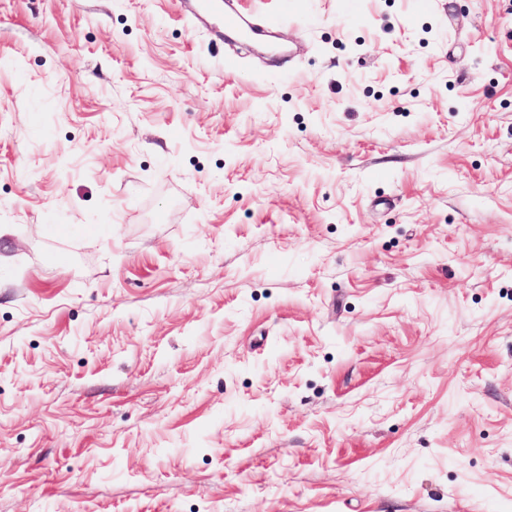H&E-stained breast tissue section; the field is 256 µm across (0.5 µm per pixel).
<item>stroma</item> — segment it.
<instances>
[{
	"label": "stroma",
	"instance_id": "obj_1",
	"mask_svg": "<svg viewBox=\"0 0 512 512\" xmlns=\"http://www.w3.org/2000/svg\"><path fill=\"white\" fill-rule=\"evenodd\" d=\"M242 5L0 0V512H512V0ZM181 0L182 8L190 4V13L197 19L210 18L232 36L246 38L251 34H267L275 36V29L281 25L279 14H257L243 12L238 1L225 0Z\"/></svg>",
	"mask_w": 512,
	"mask_h": 512
}]
</instances>
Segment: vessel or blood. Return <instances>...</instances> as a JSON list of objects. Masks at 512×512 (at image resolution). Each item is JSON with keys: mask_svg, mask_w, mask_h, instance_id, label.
Masks as SVG:
<instances>
[{"mask_svg": "<svg viewBox=\"0 0 512 512\" xmlns=\"http://www.w3.org/2000/svg\"><path fill=\"white\" fill-rule=\"evenodd\" d=\"M192 15L209 18L229 34L245 38L252 34H274L281 18L274 13L257 14L243 11L234 0H186Z\"/></svg>", "mask_w": 512, "mask_h": 512, "instance_id": "obj_1", "label": "vessel or blood"}]
</instances>
